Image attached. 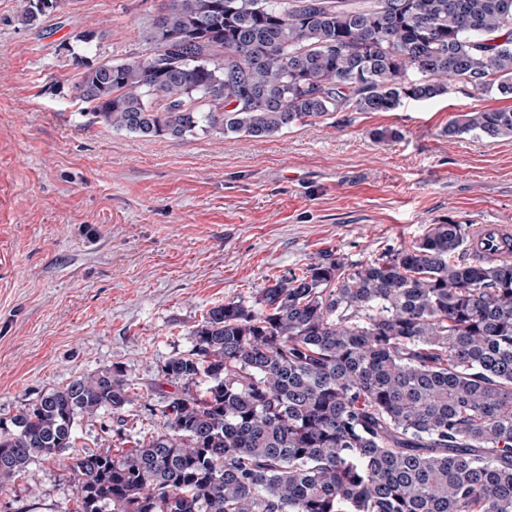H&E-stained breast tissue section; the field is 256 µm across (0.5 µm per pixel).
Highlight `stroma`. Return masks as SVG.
I'll return each instance as SVG.
<instances>
[{
    "label": "stroma",
    "mask_w": 512,
    "mask_h": 512,
    "mask_svg": "<svg viewBox=\"0 0 512 512\" xmlns=\"http://www.w3.org/2000/svg\"><path fill=\"white\" fill-rule=\"evenodd\" d=\"M0 0V417L76 377L118 368L140 400L77 423L78 446L122 450L163 432L212 307L325 256L347 265L413 245L431 225L512 227V136L445 131L512 97L452 82L391 112H338L274 137H140L89 124L76 53L132 60L160 0H59L40 24ZM96 28L90 48L66 44ZM391 129L397 139L372 134ZM72 476L36 461L0 512H73Z\"/></svg>",
    "instance_id": "stroma-1"
}]
</instances>
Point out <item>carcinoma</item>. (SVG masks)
<instances>
[{
    "label": "carcinoma",
    "instance_id": "obj_1",
    "mask_svg": "<svg viewBox=\"0 0 512 512\" xmlns=\"http://www.w3.org/2000/svg\"><path fill=\"white\" fill-rule=\"evenodd\" d=\"M145 42L137 60L77 62L92 123L264 139L450 78L512 95V0H162ZM472 131L512 136V109L446 134ZM468 238L434 224L211 308L161 366L181 385L166 431L118 455L77 449L74 430L137 401L122 370L43 394L0 420V494L39 459L66 463L74 512H512V237L499 259L455 257Z\"/></svg>",
    "mask_w": 512,
    "mask_h": 512
}]
</instances>
